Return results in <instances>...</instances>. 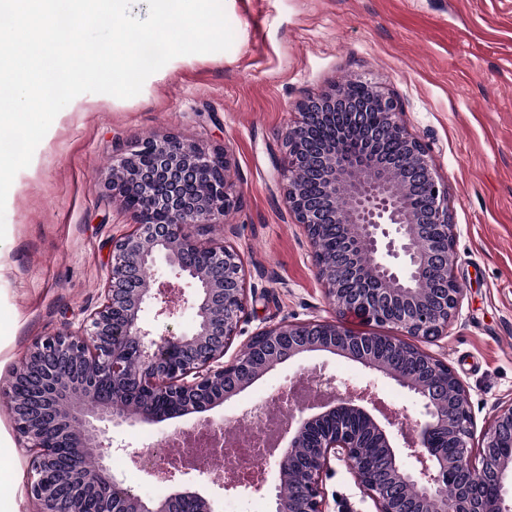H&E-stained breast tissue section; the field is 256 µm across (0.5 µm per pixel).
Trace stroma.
<instances>
[{
	"mask_svg": "<svg viewBox=\"0 0 512 512\" xmlns=\"http://www.w3.org/2000/svg\"><path fill=\"white\" fill-rule=\"evenodd\" d=\"M229 50L170 60L135 97L84 93L53 120L31 163L15 176L0 241V388L38 337L97 307L111 240L132 216L97 174L148 136L225 148L239 205L223 222L195 224L205 244L241 258L247 299L230 353L261 328L331 321L335 313L306 235L284 201V135L299 105L359 79L392 94L408 131L448 185L461 302L447 336L427 346L462 381L475 434L512 403V0H223ZM373 381L404 429L414 397L360 364L314 353L267 373L214 407L158 426L117 430L143 450L165 445L202 418L241 420L255 397L296 375ZM113 472L145 498L169 492L128 455ZM323 480L328 512H375L344 462ZM31 457L0 403V512H33Z\"/></svg>",
	"mask_w": 512,
	"mask_h": 512,
	"instance_id": "1",
	"label": "stroma"
}]
</instances>
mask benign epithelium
I'll return each instance as SVG.
<instances>
[{
    "label": "benign epithelium",
    "mask_w": 512,
    "mask_h": 512,
    "mask_svg": "<svg viewBox=\"0 0 512 512\" xmlns=\"http://www.w3.org/2000/svg\"><path fill=\"white\" fill-rule=\"evenodd\" d=\"M348 85L311 98L287 129L284 198L305 228L311 257L338 320L264 327L241 354H224L237 336L246 288L238 253L205 245L186 227L212 224L237 207L224 149L208 150L174 136L142 139L112 158L101 178L134 217L131 228L112 239L107 288L100 305L78 326L32 343L16 374L36 370L33 405L13 387L0 392L17 434L33 454L28 497L35 512H217V500L192 489L200 481L229 491L262 490L263 484L223 480L196 466L146 465L166 481L189 476L166 498L141 497L112 471L107 459L127 451L110 428L160 424L198 414L238 395L266 373L317 352L358 362L411 393L420 418L407 438L398 418L374 414L371 387L356 388L334 377H315L326 399L289 409L276 455L261 459L275 475L270 512H327L322 477L331 461H343L376 512H512V403L498 410L473 444L474 425L463 384L448 364L421 346L448 330L459 306L453 274L454 224L448 185L435 172L425 144L410 134L396 101L378 88L349 113V126L331 143L314 141L310 129L349 99ZM382 114L383 125L367 126L362 114ZM391 134L402 154L376 162L375 149ZM310 169L320 185L312 195L301 179ZM426 201L420 206L414 198ZM348 207H339L342 202ZM336 226L344 250L327 263L322 237ZM164 259L191 293L145 271ZM193 309V327L155 334L147 310L174 320ZM356 314L368 324L388 325L400 335L355 333L343 319ZM403 349L420 364L411 373L386 361L379 348ZM335 427L301 466L296 450L316 425ZM73 461L69 485L56 483L54 464ZM293 490L284 492L288 484Z\"/></svg>",
    "instance_id": "7a95c632"
}]
</instances>
